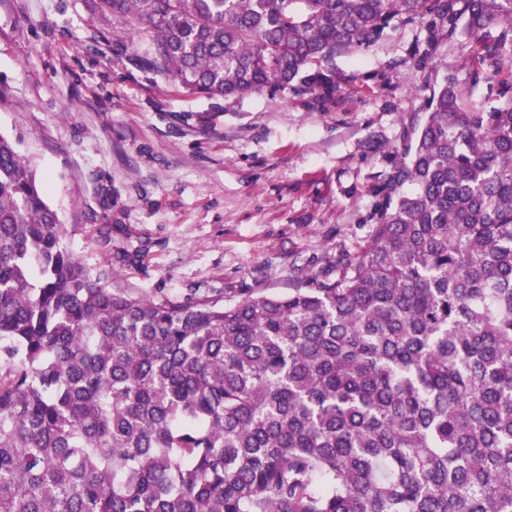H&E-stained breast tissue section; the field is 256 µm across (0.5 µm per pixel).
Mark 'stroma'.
Instances as JSON below:
<instances>
[{"label":"stroma","mask_w":512,"mask_h":512,"mask_svg":"<svg viewBox=\"0 0 512 512\" xmlns=\"http://www.w3.org/2000/svg\"><path fill=\"white\" fill-rule=\"evenodd\" d=\"M147 53L97 0H0V134L77 226L80 262L134 297L229 303L335 279L372 230L375 186L428 86L488 95L464 35L418 19L337 57L348 81L325 103L288 89L210 98Z\"/></svg>","instance_id":"stroma-1"}]
</instances>
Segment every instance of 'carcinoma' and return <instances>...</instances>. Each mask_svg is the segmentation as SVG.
Here are the masks:
<instances>
[{
  "label": "carcinoma",
  "instance_id": "1",
  "mask_svg": "<svg viewBox=\"0 0 512 512\" xmlns=\"http://www.w3.org/2000/svg\"><path fill=\"white\" fill-rule=\"evenodd\" d=\"M209 97L340 87L391 23L464 24L336 281L233 303L88 270L0 135V512H512V0H100Z\"/></svg>",
  "mask_w": 512,
  "mask_h": 512
}]
</instances>
